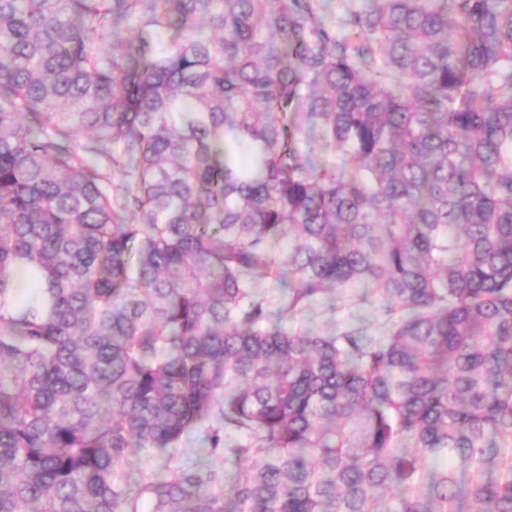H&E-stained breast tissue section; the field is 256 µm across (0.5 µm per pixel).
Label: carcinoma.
<instances>
[{
	"mask_svg": "<svg viewBox=\"0 0 512 512\" xmlns=\"http://www.w3.org/2000/svg\"><path fill=\"white\" fill-rule=\"evenodd\" d=\"M145 506L512 512V0H0V512ZM357 310L358 308L350 305L348 301L342 300L336 289L335 292L331 291L318 297L302 316L311 327L323 331L342 328L352 321V314L354 313L364 320V324L368 328V334L380 336L378 327L384 320V316L381 312L379 299L367 303L361 306L359 311ZM191 448H198L195 441L182 444L175 452L173 458L169 461L157 458L152 455H140L132 458L126 469L135 473L150 477L154 473L162 472L166 477L176 475L186 463L189 462L191 456Z\"/></svg>",
	"mask_w": 512,
	"mask_h": 512,
	"instance_id": "1",
	"label": "carcinoma"
}]
</instances>
